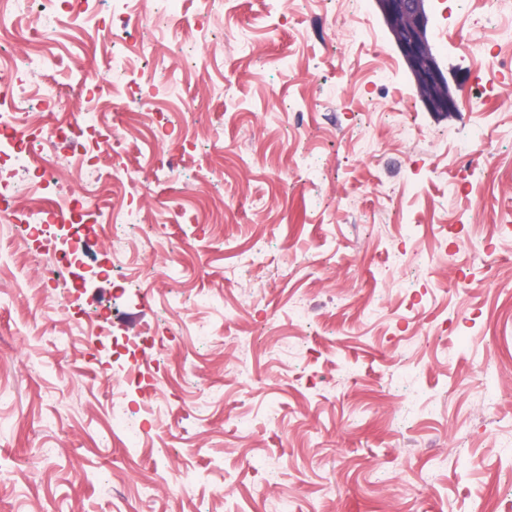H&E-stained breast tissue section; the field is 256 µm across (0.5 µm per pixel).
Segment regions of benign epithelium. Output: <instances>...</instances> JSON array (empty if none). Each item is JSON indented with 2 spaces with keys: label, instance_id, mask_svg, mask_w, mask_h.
Here are the masks:
<instances>
[{
  "label": "benign epithelium",
  "instance_id": "1",
  "mask_svg": "<svg viewBox=\"0 0 512 512\" xmlns=\"http://www.w3.org/2000/svg\"><path fill=\"white\" fill-rule=\"evenodd\" d=\"M376 3L393 32L399 53L410 66L416 88L427 107L433 112L458 111L453 96L435 94L447 81L426 37L425 0H376Z\"/></svg>",
  "mask_w": 512,
  "mask_h": 512
}]
</instances>
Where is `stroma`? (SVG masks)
I'll return each mask as SVG.
<instances>
[{
    "label": "stroma",
    "mask_w": 512,
    "mask_h": 512,
    "mask_svg": "<svg viewBox=\"0 0 512 512\" xmlns=\"http://www.w3.org/2000/svg\"><path fill=\"white\" fill-rule=\"evenodd\" d=\"M98 24L58 26L20 0L16 79L59 82L83 118L93 74L126 140L96 206L79 303L111 329L152 326L160 399L191 409L131 444L122 375L71 342L51 307L70 284L0 225V512H512V0H428V37L456 99L428 111L374 0H186L164 41L162 106L118 99L146 61L112 60ZM408 97L393 102V88ZM194 103L184 110L183 101ZM148 299L98 275L144 219ZM435 293L423 311L411 295Z\"/></svg>",
    "instance_id": "1"
}]
</instances>
